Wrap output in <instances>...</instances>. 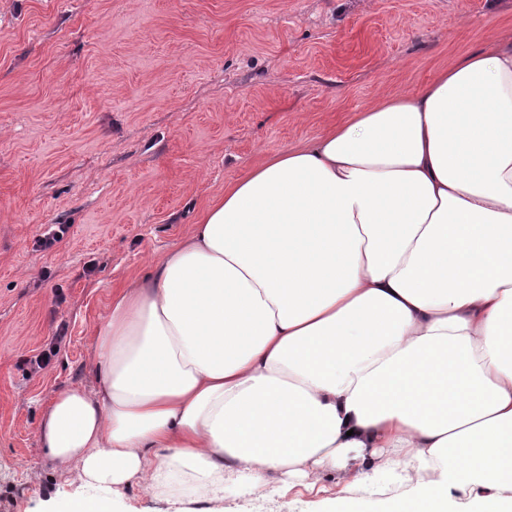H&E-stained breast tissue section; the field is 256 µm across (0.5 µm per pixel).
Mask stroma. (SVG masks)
Returning a JSON list of instances; mask_svg holds the SVG:
<instances>
[{
    "mask_svg": "<svg viewBox=\"0 0 512 512\" xmlns=\"http://www.w3.org/2000/svg\"><path fill=\"white\" fill-rule=\"evenodd\" d=\"M509 26L512 0H0V512H44L52 396L92 384L113 292L225 184ZM54 224L63 240L37 250ZM335 496L229 486L224 512Z\"/></svg>",
    "mask_w": 512,
    "mask_h": 512,
    "instance_id": "obj_1",
    "label": "stroma"
}]
</instances>
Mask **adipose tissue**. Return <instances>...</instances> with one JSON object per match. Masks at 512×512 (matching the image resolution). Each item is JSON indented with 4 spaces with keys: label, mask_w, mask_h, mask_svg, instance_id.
<instances>
[{
    "label": "adipose tissue",
    "mask_w": 512,
    "mask_h": 512,
    "mask_svg": "<svg viewBox=\"0 0 512 512\" xmlns=\"http://www.w3.org/2000/svg\"><path fill=\"white\" fill-rule=\"evenodd\" d=\"M93 364L38 425L65 512L388 474V512H512V28L228 183ZM170 505L162 497L155 496L142 487L130 489L123 500L121 511L167 512Z\"/></svg>",
    "instance_id": "obj_1"
}]
</instances>
